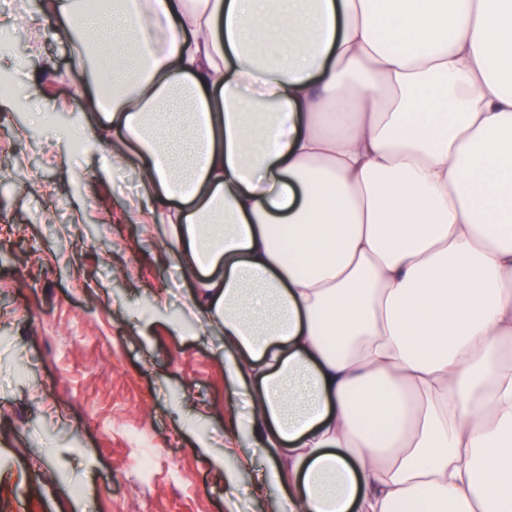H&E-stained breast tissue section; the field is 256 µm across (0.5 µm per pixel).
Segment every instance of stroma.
<instances>
[{
	"label": "stroma",
	"instance_id": "obj_1",
	"mask_svg": "<svg viewBox=\"0 0 512 512\" xmlns=\"http://www.w3.org/2000/svg\"><path fill=\"white\" fill-rule=\"evenodd\" d=\"M40 39L38 58L4 56L29 109L0 112V512H274L224 455L253 440L220 338L173 329L194 285L163 256L166 227L134 222V169L106 181L71 151L70 51Z\"/></svg>",
	"mask_w": 512,
	"mask_h": 512
}]
</instances>
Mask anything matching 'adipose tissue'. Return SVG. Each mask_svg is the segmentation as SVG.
Wrapping results in <instances>:
<instances>
[{
	"mask_svg": "<svg viewBox=\"0 0 512 512\" xmlns=\"http://www.w3.org/2000/svg\"><path fill=\"white\" fill-rule=\"evenodd\" d=\"M26 13L195 282L275 512H512V0Z\"/></svg>",
	"mask_w": 512,
	"mask_h": 512,
	"instance_id": "ef3b65f1",
	"label": "adipose tissue"
}]
</instances>
